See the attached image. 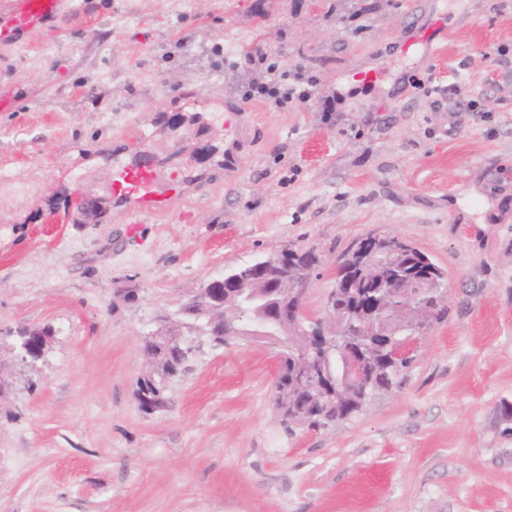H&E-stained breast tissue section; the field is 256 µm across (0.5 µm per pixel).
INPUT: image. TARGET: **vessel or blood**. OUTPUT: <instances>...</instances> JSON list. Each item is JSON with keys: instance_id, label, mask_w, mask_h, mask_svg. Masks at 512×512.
Returning a JSON list of instances; mask_svg holds the SVG:
<instances>
[{"instance_id": "vessel-or-blood-1", "label": "vessel or blood", "mask_w": 512, "mask_h": 512, "mask_svg": "<svg viewBox=\"0 0 512 512\" xmlns=\"http://www.w3.org/2000/svg\"><path fill=\"white\" fill-rule=\"evenodd\" d=\"M70 13L68 0H0V44H18L31 30L53 24ZM446 31L444 17L432 16L413 30L405 45L418 48L425 57L439 55L445 46ZM176 194L149 157H134L113 165L112 199L127 203L131 223L139 224L162 213Z\"/></svg>"}]
</instances>
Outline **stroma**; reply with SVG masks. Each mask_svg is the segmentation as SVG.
<instances>
[{
  "mask_svg": "<svg viewBox=\"0 0 512 512\" xmlns=\"http://www.w3.org/2000/svg\"><path fill=\"white\" fill-rule=\"evenodd\" d=\"M72 7L0 47V90L17 98L0 112V512H512L498 416L512 403V0ZM439 12L443 52L403 51ZM257 46L341 105L225 111ZM376 66L377 86L356 80ZM196 101L202 124L156 135ZM141 153L180 184L168 212L132 224L110 202L95 223L49 222ZM373 231L448 273V316L390 390L327 427L287 423L267 347L204 341L168 407L141 410V340L158 316L295 249L321 257L306 305L322 314L333 262ZM45 326L42 357L15 364L13 332Z\"/></svg>",
  "mask_w": 512,
  "mask_h": 512,
  "instance_id": "obj_1",
  "label": "stroma"
}]
</instances>
